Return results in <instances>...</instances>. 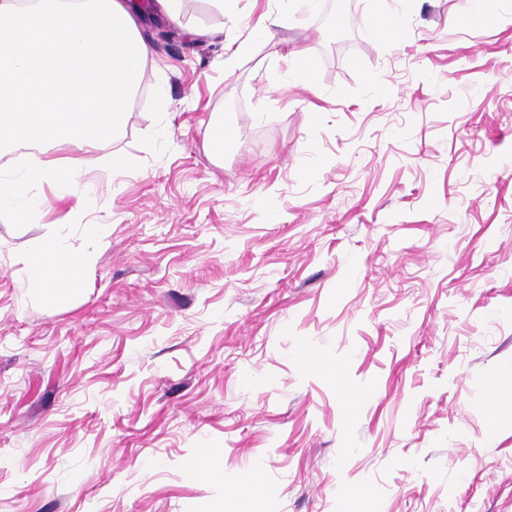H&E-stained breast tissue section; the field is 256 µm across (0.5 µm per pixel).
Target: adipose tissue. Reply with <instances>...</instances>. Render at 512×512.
Returning a JSON list of instances; mask_svg holds the SVG:
<instances>
[{
  "label": "adipose tissue",
  "mask_w": 512,
  "mask_h": 512,
  "mask_svg": "<svg viewBox=\"0 0 512 512\" xmlns=\"http://www.w3.org/2000/svg\"><path fill=\"white\" fill-rule=\"evenodd\" d=\"M139 0H0V148L30 145L47 151L40 166L0 173V209L27 217L33 185L54 180L73 195L75 221L89 202L79 174L52 156L61 146L114 139L129 118L150 48L141 33ZM92 262L55 235L40 238L27 259L31 296L63 300L82 285Z\"/></svg>",
  "instance_id": "adipose-tissue-1"
}]
</instances>
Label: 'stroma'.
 <instances>
[{"mask_svg": "<svg viewBox=\"0 0 512 512\" xmlns=\"http://www.w3.org/2000/svg\"><path fill=\"white\" fill-rule=\"evenodd\" d=\"M471 7L323 0L257 37L279 0H187L143 27L125 131L53 151L89 165L105 244L47 183L0 211V512H237V485L250 512H512V416L485 404L512 358V0ZM383 11L402 38L365 28ZM49 230L95 253L52 305L24 288ZM209 446L224 482L184 480ZM473 7L465 23L471 27H481L493 23L498 16V0H474ZM228 130L223 114L214 113L207 127L208 146L214 153L224 154V139L227 138Z\"/></svg>", "mask_w": 512, "mask_h": 512, "instance_id": "stroma-1", "label": "stroma"}]
</instances>
